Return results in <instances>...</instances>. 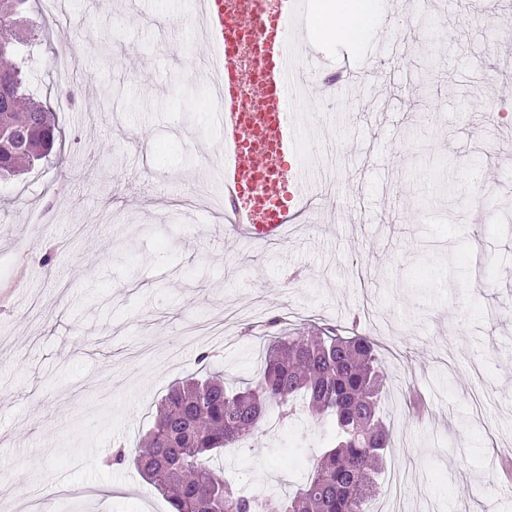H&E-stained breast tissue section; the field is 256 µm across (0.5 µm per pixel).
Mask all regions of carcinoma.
Here are the masks:
<instances>
[{
    "instance_id": "obj_1",
    "label": "carcinoma",
    "mask_w": 512,
    "mask_h": 512,
    "mask_svg": "<svg viewBox=\"0 0 512 512\" xmlns=\"http://www.w3.org/2000/svg\"><path fill=\"white\" fill-rule=\"evenodd\" d=\"M28 2L0 0L1 180L49 157L56 138L49 105L25 91L19 24ZM382 384L366 337L332 327L273 336L259 375L242 387L229 392L224 374L207 372L172 388L134 450V464L169 512H368L393 439L380 416ZM271 410L329 422L332 442L294 493L245 495L211 461L257 432Z\"/></svg>"
}]
</instances>
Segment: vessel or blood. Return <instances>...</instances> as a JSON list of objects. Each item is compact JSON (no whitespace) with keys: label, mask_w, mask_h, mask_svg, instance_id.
<instances>
[{"label":"vessel or blood","mask_w":512,"mask_h":512,"mask_svg":"<svg viewBox=\"0 0 512 512\" xmlns=\"http://www.w3.org/2000/svg\"><path fill=\"white\" fill-rule=\"evenodd\" d=\"M202 16L206 51L216 59L218 107L213 120L219 130L217 170L221 175L224 200L236 205L248 194L258 176H265V196L279 201L277 211H267L257 198L247 214L225 230L259 246L284 242L302 204L313 194L314 174L305 158L298 114L289 112V97L306 76L298 66V47L289 40L305 11L304 0H278L261 21L246 15L230 16L224 0H198ZM257 29L262 46L257 68L268 89L262 103L263 117L248 120L239 110L242 85L239 62L234 50L224 41L229 25Z\"/></svg>","instance_id":"1"}]
</instances>
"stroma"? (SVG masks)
<instances>
[{
    "label": "stroma",
    "mask_w": 512,
    "mask_h": 512,
    "mask_svg": "<svg viewBox=\"0 0 512 512\" xmlns=\"http://www.w3.org/2000/svg\"><path fill=\"white\" fill-rule=\"evenodd\" d=\"M68 24L26 48L27 90L53 106L60 162L0 181V494L43 512H168L132 463L168 389L209 354L226 384L260 368L265 329L187 339L225 310H294L295 332L337 325L377 346L404 512H512V0H379L354 43L298 33L302 67L363 82L315 107L305 134L339 145L293 238L224 234L210 77L194 65L189 0H64ZM75 45L72 77L51 60ZM456 178L455 197L439 192ZM462 262L456 279L443 263ZM225 457L237 489L296 487L328 425L270 414ZM76 485L80 497H59ZM113 490L110 501L100 487Z\"/></svg>",
    "instance_id": "obj_1"
}]
</instances>
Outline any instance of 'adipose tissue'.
I'll list each match as a JSON object with an SVG mask.
<instances>
[{
  "mask_svg": "<svg viewBox=\"0 0 512 512\" xmlns=\"http://www.w3.org/2000/svg\"><path fill=\"white\" fill-rule=\"evenodd\" d=\"M377 0H322L312 35L321 41H357L370 26Z\"/></svg>",
  "mask_w": 512,
  "mask_h": 512,
  "instance_id": "adipose-tissue-1",
  "label": "adipose tissue"
}]
</instances>
